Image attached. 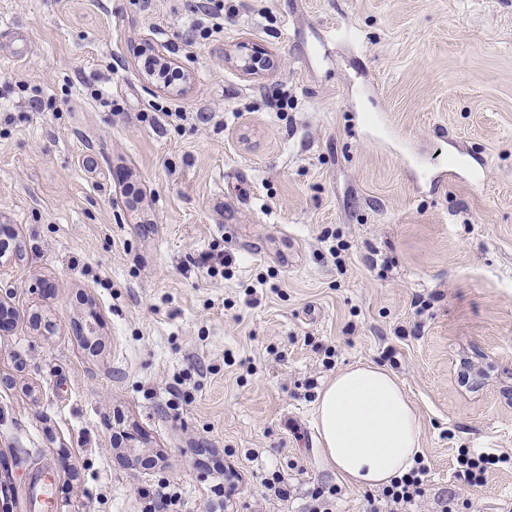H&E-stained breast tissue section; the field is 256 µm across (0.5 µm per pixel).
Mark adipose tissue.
I'll return each mask as SVG.
<instances>
[{"label":"adipose tissue","instance_id":"ef3b65f1","mask_svg":"<svg viewBox=\"0 0 512 512\" xmlns=\"http://www.w3.org/2000/svg\"><path fill=\"white\" fill-rule=\"evenodd\" d=\"M315 421L327 459L354 487L389 485L421 450L417 411L403 383L369 362L338 372L319 391Z\"/></svg>","mask_w":512,"mask_h":512}]
</instances>
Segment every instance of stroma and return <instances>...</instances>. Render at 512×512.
<instances>
[{"mask_svg": "<svg viewBox=\"0 0 512 512\" xmlns=\"http://www.w3.org/2000/svg\"><path fill=\"white\" fill-rule=\"evenodd\" d=\"M236 5L192 44L186 0H0V512L42 475L53 512H307L331 485L362 512L314 420L359 361L417 409L409 512H512V463L455 470L512 456V0ZM148 39L185 92L146 78ZM492 448H461L458 449L456 463L458 472L471 485H482L491 466L508 462L506 456L497 455Z\"/></svg>", "mask_w": 512, "mask_h": 512, "instance_id": "obj_1", "label": "stroma"}]
</instances>
